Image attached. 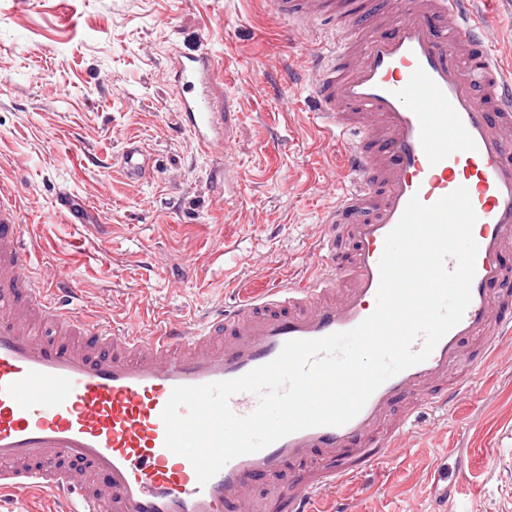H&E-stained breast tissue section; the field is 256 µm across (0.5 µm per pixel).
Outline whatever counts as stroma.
<instances>
[{
  "instance_id": "35a3bbf8",
  "label": "stroma",
  "mask_w": 512,
  "mask_h": 512,
  "mask_svg": "<svg viewBox=\"0 0 512 512\" xmlns=\"http://www.w3.org/2000/svg\"><path fill=\"white\" fill-rule=\"evenodd\" d=\"M490 45L512 57V0H476ZM208 49L228 114L223 152L180 125L174 54ZM314 50L270 0H0V181L22 191L32 270L60 271L74 304L148 336L197 323L279 276L318 266L323 220L351 186L323 139ZM144 142L151 177L115 155ZM71 209H60L61 196ZM465 449L470 483L435 504L431 475ZM319 512H512V343L404 447L319 496Z\"/></svg>"
}]
</instances>
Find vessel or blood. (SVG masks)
Wrapping results in <instances>:
<instances>
[{"mask_svg": "<svg viewBox=\"0 0 512 512\" xmlns=\"http://www.w3.org/2000/svg\"><path fill=\"white\" fill-rule=\"evenodd\" d=\"M348 35L335 0H271L294 29L320 21L314 97L325 140L345 149L356 188L332 210L322 264L307 279L247 297L193 328L175 322L123 336L68 307L30 274L19 202L0 189V494L50 488L64 512H253L269 489L277 512H317L319 495L359 478L404 446L425 409L453 404L512 340V71L483 38L472 0H348ZM207 50L175 57L185 130L205 151L224 146ZM128 179L152 170L136 140L119 154ZM466 187L477 216L472 300L430 356L388 379L342 426L290 434L227 463L199 485L188 459L165 446L162 412L175 387L240 377L291 340L347 331L375 308L387 234L409 200L426 205ZM438 469L440 497L466 478Z\"/></svg>", "mask_w": 512, "mask_h": 512, "instance_id": "1", "label": "vessel or blood"}]
</instances>
